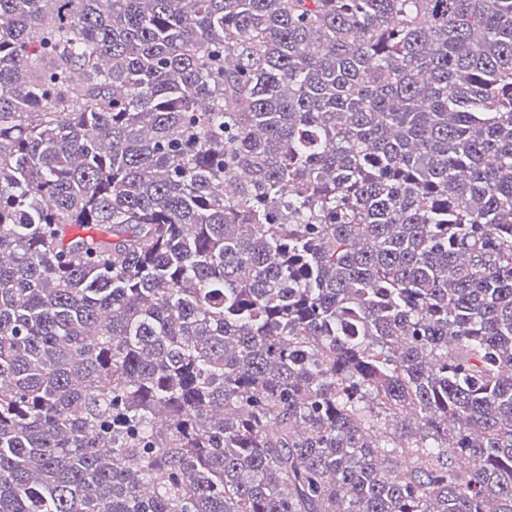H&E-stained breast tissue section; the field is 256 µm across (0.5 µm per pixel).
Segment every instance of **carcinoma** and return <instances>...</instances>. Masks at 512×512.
Here are the masks:
<instances>
[{
	"label": "carcinoma",
	"instance_id": "carcinoma-1",
	"mask_svg": "<svg viewBox=\"0 0 512 512\" xmlns=\"http://www.w3.org/2000/svg\"><path fill=\"white\" fill-rule=\"evenodd\" d=\"M0 512H512V0H0Z\"/></svg>",
	"mask_w": 512,
	"mask_h": 512
}]
</instances>
